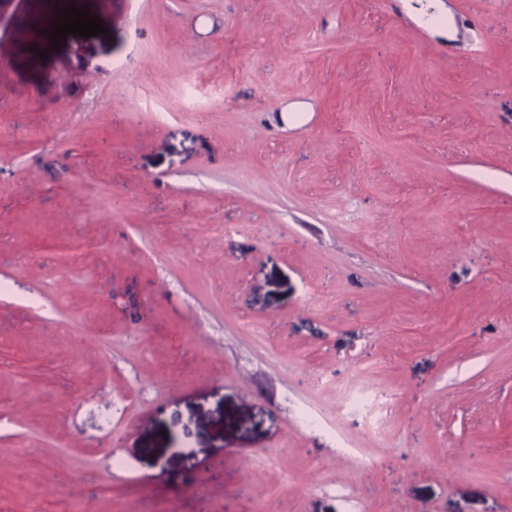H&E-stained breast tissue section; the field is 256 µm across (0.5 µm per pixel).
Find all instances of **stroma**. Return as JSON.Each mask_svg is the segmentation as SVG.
Listing matches in <instances>:
<instances>
[{"instance_id":"1","label":"stroma","mask_w":512,"mask_h":512,"mask_svg":"<svg viewBox=\"0 0 512 512\" xmlns=\"http://www.w3.org/2000/svg\"><path fill=\"white\" fill-rule=\"evenodd\" d=\"M76 2L0 0V512H512V0Z\"/></svg>"}]
</instances>
